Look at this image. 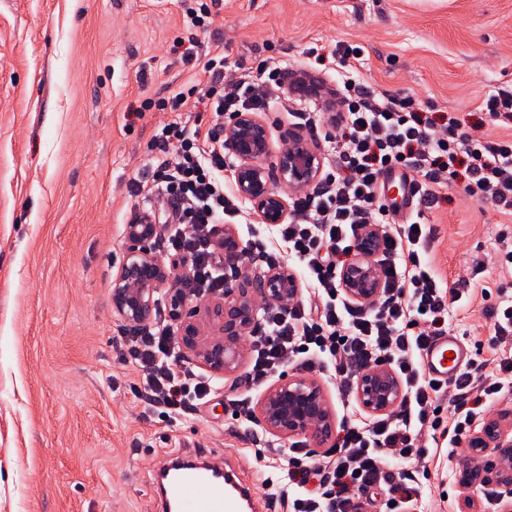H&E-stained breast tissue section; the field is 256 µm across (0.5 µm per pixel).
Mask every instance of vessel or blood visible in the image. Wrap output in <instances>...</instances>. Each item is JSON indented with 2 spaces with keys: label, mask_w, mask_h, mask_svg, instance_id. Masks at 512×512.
I'll list each match as a JSON object with an SVG mask.
<instances>
[{
  "label": "vessel or blood",
  "mask_w": 512,
  "mask_h": 512,
  "mask_svg": "<svg viewBox=\"0 0 512 512\" xmlns=\"http://www.w3.org/2000/svg\"><path fill=\"white\" fill-rule=\"evenodd\" d=\"M391 183L403 184L404 195L388 197L390 209L404 211V198H416L414 182L405 170L395 169ZM469 356L468 349L449 334L435 337L423 352V366L428 376L445 381L456 378ZM244 490L232 489L224 479L202 472L185 469L177 473L169 482L165 496L173 501L178 512H240V499Z\"/></svg>",
  "instance_id": "b4317fda"
}]
</instances>
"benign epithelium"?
<instances>
[{
    "label": "benign epithelium",
    "mask_w": 512,
    "mask_h": 512,
    "mask_svg": "<svg viewBox=\"0 0 512 512\" xmlns=\"http://www.w3.org/2000/svg\"><path fill=\"white\" fill-rule=\"evenodd\" d=\"M224 147L237 160L232 178L238 195L250 202L266 224H282L288 217V202L274 185L294 192L305 191L321 180L324 160L315 143L299 133L289 136V146L273 161L269 154L266 122L254 112H233L224 118ZM160 225L148 213L133 216L126 225L123 263L112 281L113 312L127 325H138L152 316L161 286L173 273L155 256ZM382 245V227L363 225L352 257L340 278L347 297L370 303L381 292L375 258ZM224 250V293L193 297L171 289L169 311L181 337L180 356L206 368L235 376L241 372L247 351L243 336L259 330L257 300L281 309L298 299L297 276L282 264L268 269L255 267L230 224L218 242ZM401 384L396 372L379 361L359 376L355 394L370 414H386L400 400ZM270 434L303 439L307 446L322 449L336 433V416L323 386L299 372L284 371L263 394L254 412ZM473 462L462 472V481L476 483L492 472L499 484L511 489L500 501L501 512H512V412L486 420L470 441Z\"/></svg>",
    "instance_id": "7a95c632"
}]
</instances>
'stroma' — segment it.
<instances>
[{"mask_svg":"<svg viewBox=\"0 0 512 512\" xmlns=\"http://www.w3.org/2000/svg\"><path fill=\"white\" fill-rule=\"evenodd\" d=\"M202 3L211 23L194 34L187 11ZM345 46L360 51L361 80L433 123L512 137L479 108L512 89V0H0V512H162L157 474L173 458L258 486L278 479L285 449L304 451L243 436L221 397L174 420L145 406L116 347L112 279L131 210L171 212L146 176L156 135L204 110L156 101L206 83L201 63L217 53L247 81L313 66L335 86L348 72L331 53ZM308 109L288 86L271 91V154ZM464 184L432 209L427 254L443 279H465L447 332L492 374L512 356L493 329L512 305V266L489 261L512 251V212ZM427 452L417 501L394 512H499L500 486L463 483L447 434Z\"/></svg>","mask_w":512,"mask_h":512,"instance_id":"obj_1","label":"stroma"}]
</instances>
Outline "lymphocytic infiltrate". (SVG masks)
Here are the masks:
<instances>
[{
  "label": "lymphocytic infiltrate",
  "mask_w": 512,
  "mask_h": 512,
  "mask_svg": "<svg viewBox=\"0 0 512 512\" xmlns=\"http://www.w3.org/2000/svg\"><path fill=\"white\" fill-rule=\"evenodd\" d=\"M203 70L210 87L201 97L214 118L263 101L259 83L225 81L224 59L208 58ZM327 118L344 142L336 168L323 183L292 201L293 215L279 225L289 257L300 269L314 302H297L288 310L262 307L261 328L251 335L252 386L265 384L287 362L327 371L340 382L341 397L350 396L360 371L381 357L397 367L403 387L397 416L343 426L335 456L321 460L289 457L277 481L266 484L269 498H291L293 512H357L352 488H386L390 496L412 501L415 486L403 472L387 470L385 449L412 454L426 432L441 420L432 408L443 388L454 393L449 447L467 439L487 402L500 398L512 370L503 362L495 375L474 367L448 384L428 378L421 354L444 331L448 306L460 299L447 287L426 257L425 211L438 202L455 178V163L465 157L467 194L512 210V138L493 141L457 132L454 122L431 132L430 124L412 112L407 101L376 94L361 81H349L330 99ZM160 153H176L173 163L153 169V181L174 210L166 233V260L186 268L179 280L184 291L204 296L224 290V254L217 247L225 223L242 210L232 186L224 182L227 155L216 125L201 131L186 122L165 126L155 142ZM413 177L419 200L404 222L389 220L380 180L393 167ZM383 227L377 259L383 282L376 303L348 302L340 292V269L349 256L358 228ZM124 362L143 374L140 397L168 418L189 413L206 401L212 389L193 372L177 366L176 326L156 321L121 338Z\"/></svg>",
  "instance_id": "1"
}]
</instances>
